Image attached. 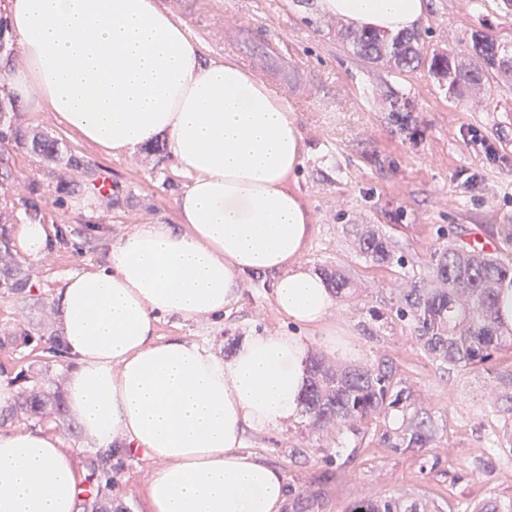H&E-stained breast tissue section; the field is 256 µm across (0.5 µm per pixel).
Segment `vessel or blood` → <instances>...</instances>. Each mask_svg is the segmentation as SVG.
<instances>
[{"mask_svg":"<svg viewBox=\"0 0 512 512\" xmlns=\"http://www.w3.org/2000/svg\"><path fill=\"white\" fill-rule=\"evenodd\" d=\"M224 46L241 53L246 66L258 78L277 83L292 97L304 96L307 82L300 68L290 65L291 55L284 38L272 36L257 25L236 22Z\"/></svg>","mask_w":512,"mask_h":512,"instance_id":"obj_1","label":"vessel or blood"}]
</instances>
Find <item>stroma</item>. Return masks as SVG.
<instances>
[{
	"instance_id": "stroma-1",
	"label": "stroma",
	"mask_w": 512,
	"mask_h": 512,
	"mask_svg": "<svg viewBox=\"0 0 512 512\" xmlns=\"http://www.w3.org/2000/svg\"><path fill=\"white\" fill-rule=\"evenodd\" d=\"M201 47L203 61L223 60L221 26L232 16L288 39L308 77L309 95L288 100L307 156L288 181L314 216L302 256L313 272L333 267L355 285L336 299L328 320L352 348L348 366L391 362L411 402L379 418L318 437L309 418L264 434L246 445L280 469L292 491L318 496V512H347L356 501L399 496L430 500L440 512H469L485 499L512 500V413L496 398L512 379V350L472 369H443L395 314L396 290L406 277L424 275L444 241L465 247L470 234L489 253L512 262V90L448 98L426 69L400 73L347 51L336 20L317 13L316 0H155ZM481 29L512 40V12L502 0H429L420 31L427 49L466 43ZM22 64L19 51L0 54V106L13 110L14 127L39 131L57 143L54 155L34 152L13 136L0 137V237L31 220L53 229L47 253L21 258L32 296L0 293V332L42 335L45 321L61 326L57 293L72 273L104 265L109 244L139 224L179 228L175 199L190 181L175 164L167 135L131 155H108L79 140L48 112H32L8 91ZM412 102L411 121L399 129L390 116L389 93ZM497 150L488 158L486 145ZM116 186L101 194L100 179ZM375 224L403 254L404 266L367 262L346 227ZM273 274L239 282V297L215 323L206 317L161 319V339L182 338L229 355L253 332L287 329L272 295ZM430 417L435 439L406 447L415 415ZM148 463L129 456L112 467V496L126 512H147Z\"/></svg>"
}]
</instances>
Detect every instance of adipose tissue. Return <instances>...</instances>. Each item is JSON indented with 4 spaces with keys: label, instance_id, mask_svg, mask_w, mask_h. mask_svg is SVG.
Returning a JSON list of instances; mask_svg holds the SVG:
<instances>
[{
    "label": "adipose tissue",
    "instance_id": "ef3b65f1",
    "mask_svg": "<svg viewBox=\"0 0 512 512\" xmlns=\"http://www.w3.org/2000/svg\"><path fill=\"white\" fill-rule=\"evenodd\" d=\"M352 29L417 28L427 0H318ZM9 34L26 60L17 100L50 112L100 151L133 154L161 133L190 176L181 230L142 224L112 242L106 266L58 292L68 358V413L94 450L150 464L149 512H279L283 473L244 447L250 432L296 420L308 352L299 330L350 356L325 323L323 280L301 263L313 216L288 189L306 151L286 103L200 47L155 0H9ZM275 273L272 294L291 330L244 337L232 356L180 338L160 319L224 317L237 283ZM84 473L59 438L0 429V512H80Z\"/></svg>",
    "mask_w": 512,
    "mask_h": 512
}]
</instances>
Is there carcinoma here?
Listing matches in <instances>:
<instances>
[{"label":"carcinoma","instance_id":"carcinoma-1","mask_svg":"<svg viewBox=\"0 0 512 512\" xmlns=\"http://www.w3.org/2000/svg\"><path fill=\"white\" fill-rule=\"evenodd\" d=\"M352 54L373 62H386L397 71L427 67L438 82L448 86V97L458 98L466 92H480L502 83L512 89V44L483 30L471 33V46L463 52L454 46L434 53L425 48L422 34L408 32L388 35L376 31H352L347 35ZM394 122L404 127L412 106L408 99H396L391 109ZM363 257L378 266L405 264L391 239L371 224H362L355 237ZM330 289L341 297L350 292L352 283L338 270H326ZM29 279L21 274L6 243L0 241V288L23 298L31 293ZM512 285V265L498 257L463 250L446 244L434 253L431 271L425 277L412 276L401 288L395 313L409 323L415 339L432 360L453 369H471L491 359L494 353L512 349V328L499 320V294ZM35 339L49 344L47 352L55 358L65 356L59 336H40L21 332L0 338V349L27 346ZM309 374L302 398L305 414L313 429L339 432L377 418L386 409L410 399L405 389H395L394 367L381 361L371 367L350 368L331 365L315 356L306 361ZM51 416L56 424L67 425L64 399L50 366H44L29 387L17 393L11 408L1 411L0 418H21L39 423ZM433 439L428 417H416L410 423L404 441L409 448L422 449ZM88 481L96 485L84 512H125L114 505L107 490L112 487V469L108 460L98 455L89 463ZM317 495L300 491L290 504V512H315ZM351 512H436L427 501H404L389 496L376 501L357 503ZM474 512H512V500L495 497L480 503Z\"/></svg>","mask_w":512,"mask_h":512}]
</instances>
